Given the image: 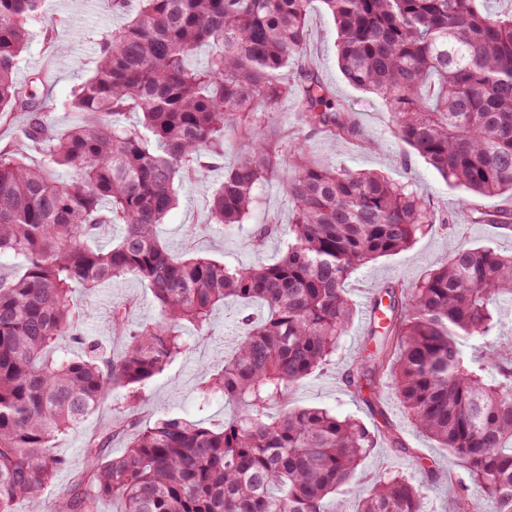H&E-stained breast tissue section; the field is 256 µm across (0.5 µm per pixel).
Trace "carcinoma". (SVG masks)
<instances>
[{
	"instance_id": "carcinoma-1",
	"label": "carcinoma",
	"mask_w": 512,
	"mask_h": 512,
	"mask_svg": "<svg viewBox=\"0 0 512 512\" xmlns=\"http://www.w3.org/2000/svg\"><path fill=\"white\" fill-rule=\"evenodd\" d=\"M313 0H140L102 37L97 68L73 92L78 121L55 124L31 83L16 78L29 25L43 0H0V121L22 113L12 148L0 149V512H326L351 491L378 434L403 443L377 396L393 394L414 426L457 459L447 484L454 512H512V338L496 341L501 303L512 301V254L452 245L446 261L406 296L379 299L374 348L347 383L383 417L379 433L327 408L288 404L292 388L336 361L355 311L346 284L363 265L404 252L433 228L410 184L321 162L284 145L270 115L292 99L303 126L333 141L360 140L304 53ZM337 29V63L353 87L390 108L398 138L448 187L466 194L476 224L512 229L511 211L481 199L512 195V12L485 0H320ZM208 49L206 62L191 58ZM296 65V79L282 71ZM141 114L135 124L122 117ZM36 153L41 162L29 164ZM223 161L208 200L221 228L244 223L257 191L279 177L292 202L284 252L272 264L228 266L184 257L159 227L178 202L175 182ZM112 238L97 244L104 230ZM144 283L153 322L112 310L123 352L100 355L78 332L75 289L117 279ZM260 303L241 317L224 363L202 372L204 402L233 407L214 427L164 412L124 416L84 445L86 470L66 497H43L67 459L59 437L113 392L137 400L185 351L184 331L207 338L224 301ZM72 338L84 353L63 347ZM498 377L488 378L491 367ZM126 441L113 457L112 439ZM396 470L358 491L357 512H428L425 486Z\"/></svg>"
}]
</instances>
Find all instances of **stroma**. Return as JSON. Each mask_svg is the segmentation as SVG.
<instances>
[{"instance_id": "35a3bbf8", "label": "stroma", "mask_w": 512, "mask_h": 512, "mask_svg": "<svg viewBox=\"0 0 512 512\" xmlns=\"http://www.w3.org/2000/svg\"><path fill=\"white\" fill-rule=\"evenodd\" d=\"M139 7V0H81L77 5L71 0H44V20L30 26L31 38L21 55L17 79L24 82L30 73H39L36 90L45 100L56 124L67 126L76 121L77 115L68 110L66 101L77 85L93 75L98 61L99 39L123 25ZM51 22L56 24L58 33L67 37L63 52H53L46 42L45 26ZM306 50L324 84L337 101L355 115L362 140L358 143H335L326 136L310 133L302 127L298 108L292 102L281 106L273 116L274 121L289 139H305L310 151L317 156L340 161L352 171L379 170L394 180L414 183L420 188L436 219L433 230L418 239L412 249L381 258L360 268L352 276L348 288L356 304V314L335 365L313 375L292 389L289 395L291 405L327 407L339 415L358 418L371 428L376 421L362 400L347 387L345 373L366 345V308L373 301L375 289L385 285L403 289L414 287L429 270L444 261L449 242L463 247L495 243L508 249L512 247V232L490 224L465 223L450 230L442 226L441 220L446 215L463 216L465 208L461 194L451 190L431 166L397 138L391 116L376 96L357 90L344 80L336 64V28L318 0H313L307 16ZM222 176V168L216 167L198 180L179 184V203L169 212L160 228L162 240L174 253L201 251L232 265L274 262L283 249L282 236L271 233L264 246L258 249L252 244V233L259 224L287 223L292 204L282 182L273 179L265 183L256 209L241 230L228 234L207 226L209 213L205 191ZM192 224L205 225V232L186 236L185 230ZM74 298L84 313V333L95 336L107 351L120 348L112 338L113 304H124L130 319L136 323L153 321L158 314L150 291L132 278L91 292L76 289ZM239 310L237 301L227 300L211 319L210 339L192 346L169 364L148 385L139 403L128 402L123 394H114L79 429L59 438L57 450L67 458L68 466L45 490L47 503H54L66 495L72 482L85 469L83 447L87 438L102 430L117 415L131 412L147 419L166 411L191 420L205 419L215 424L223 421V400L214 399L205 405L199 398L201 367L205 364L215 367L223 363L225 353L231 349L225 337L233 331ZM380 403L389 421L397 428L404 446L399 449L391 447L387 441H379L363 462L362 481L372 480L384 468L416 476L423 463L435 464L439 475L451 480L460 475L459 463L416 430L396 398L384 393L380 396Z\"/></svg>"}]
</instances>
